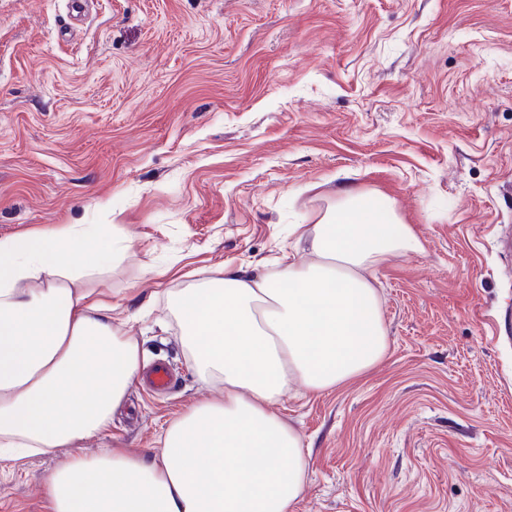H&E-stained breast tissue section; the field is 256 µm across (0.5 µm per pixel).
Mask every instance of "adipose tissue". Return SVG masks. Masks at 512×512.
Listing matches in <instances>:
<instances>
[{
    "mask_svg": "<svg viewBox=\"0 0 512 512\" xmlns=\"http://www.w3.org/2000/svg\"><path fill=\"white\" fill-rule=\"evenodd\" d=\"M109 224L0 238V462L103 434L144 354L112 325ZM308 259L257 273L222 267L169 292L181 341L210 400L179 414L153 458L106 448L44 477L49 512H292L305 482L300 435L276 409L290 383L321 394L388 350L375 275L422 243L391 200L337 191Z\"/></svg>",
    "mask_w": 512,
    "mask_h": 512,
    "instance_id": "adipose-tissue-1",
    "label": "adipose tissue"
}]
</instances>
